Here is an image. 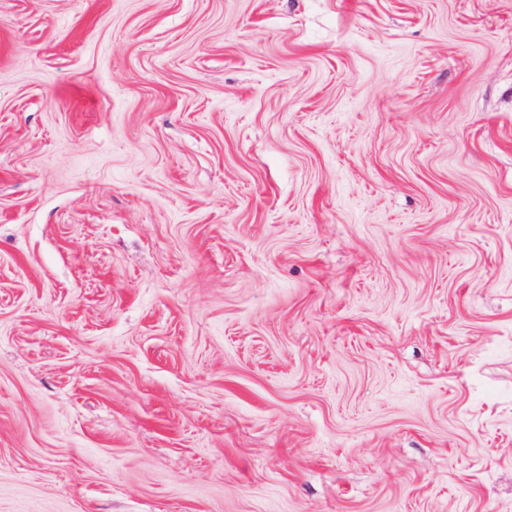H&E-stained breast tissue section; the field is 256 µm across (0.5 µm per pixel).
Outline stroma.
Returning a JSON list of instances; mask_svg holds the SVG:
<instances>
[{
    "mask_svg": "<svg viewBox=\"0 0 512 512\" xmlns=\"http://www.w3.org/2000/svg\"><path fill=\"white\" fill-rule=\"evenodd\" d=\"M0 512H512V0H0Z\"/></svg>",
    "mask_w": 512,
    "mask_h": 512,
    "instance_id": "1",
    "label": "stroma"
}]
</instances>
